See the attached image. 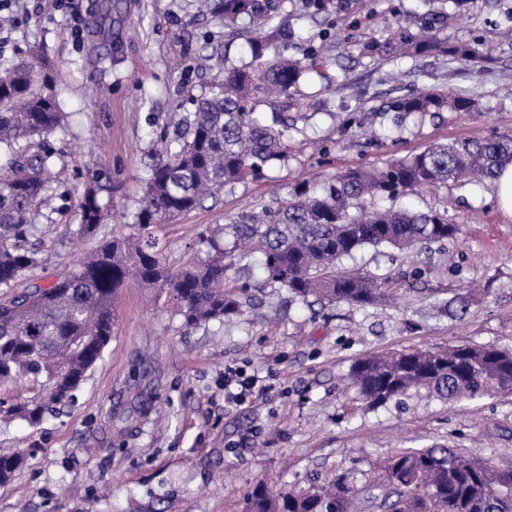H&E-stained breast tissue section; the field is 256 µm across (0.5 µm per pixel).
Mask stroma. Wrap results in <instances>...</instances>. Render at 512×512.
<instances>
[{
    "label": "stroma",
    "instance_id": "1",
    "mask_svg": "<svg viewBox=\"0 0 512 512\" xmlns=\"http://www.w3.org/2000/svg\"><path fill=\"white\" fill-rule=\"evenodd\" d=\"M99 0H0V69L45 55L68 115L50 137L68 174L44 207L36 242L44 273L73 265L93 240L78 239V205L99 179L112 216L104 238L129 233L156 145L193 112L213 77L216 51L250 61L247 22L232 30L199 13L196 0H112V36L93 40ZM445 10L450 43L478 47V62L420 61L358 47L390 42L409 14ZM328 63L301 85L292 113L318 98L304 133L288 131V161L225 188L219 206L181 216L158 233L168 264L199 255L198 234L273 201L301 183L381 166L436 141L512 134V0H332L311 15L283 0L278 17ZM465 93L478 109L416 115L396 126L387 102L423 91ZM416 211L446 212L458 225L445 245L400 251L366 247L344 259L379 279L384 295L359 309L296 300L265 282L261 261L231 269L241 303L224 322L194 328L172 318L167 294L128 281L112 341L74 402L41 425L0 422V452L26 464L0 485V512H247L257 481L305 489L348 477L368 490L396 448H462L477 458L512 459V394L452 404L414 393L371 408L345 378L359 357L389 350L480 344L512 351V216L490 182L448 184L402 198ZM250 363L267 391L240 407L224 404V370Z\"/></svg>",
    "mask_w": 512,
    "mask_h": 512
}]
</instances>
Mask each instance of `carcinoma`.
<instances>
[{
	"label": "carcinoma",
	"mask_w": 512,
	"mask_h": 512,
	"mask_svg": "<svg viewBox=\"0 0 512 512\" xmlns=\"http://www.w3.org/2000/svg\"><path fill=\"white\" fill-rule=\"evenodd\" d=\"M219 24L229 28L243 17L252 29V60L257 67L220 62L208 92L197 102L184 128L157 155L145 179L131 223L137 232L101 241L73 266L38 283L42 268L28 237L39 208L62 184V172L47 139L66 124V115L48 83L46 61H30L0 72V386L27 384L22 398H0V422L41 424L71 403L112 340L115 304L129 280L164 290L172 314L193 327L239 309L224 290L228 270L244 269L259 254L271 286L321 304H374L382 286L374 276L349 271L342 261L366 247L399 250L444 243L458 233L437 210L411 211L383 200L461 180H493L512 164V137L437 142L427 150L382 167H354L317 189L308 184L291 198L266 204L200 235L207 257L171 266L163 261L155 229L211 201L221 203L224 188L288 161L285 133L296 128L288 113L264 122L256 98H288L324 58L315 51L298 60L263 59L266 42L280 34L273 25L281 0H201ZM443 16L423 17L400 29L402 56L413 59L450 55L480 59L468 44L440 37ZM112 0H101L93 37L110 33ZM474 100L463 94L426 93L391 100L387 111L409 114L466 112ZM98 183L86 187L79 205L77 235L92 238L110 214L99 199ZM349 382L371 407L411 392L448 402L512 394V353L464 344L372 354L354 361ZM25 462L20 454H0V483ZM383 487L389 512H512V465L472 459L459 449L398 448L385 463ZM358 491L347 480L326 487L276 495L264 482L248 497V512H352Z\"/></svg>",
	"instance_id": "carcinoma-1"
}]
</instances>
